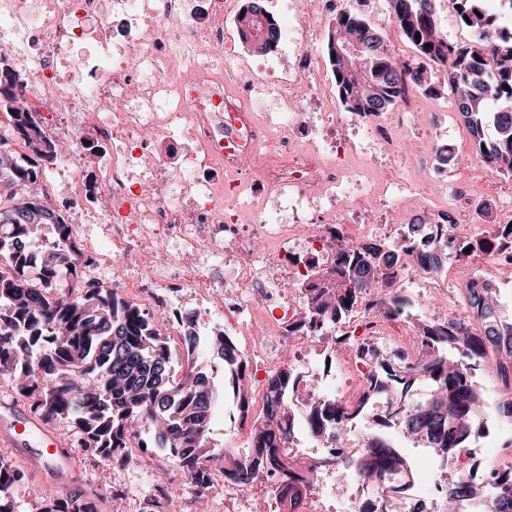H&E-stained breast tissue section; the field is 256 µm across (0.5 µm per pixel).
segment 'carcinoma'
Here are the masks:
<instances>
[{
	"instance_id": "cac0c4a2",
	"label": "carcinoma",
	"mask_w": 512,
	"mask_h": 512,
	"mask_svg": "<svg viewBox=\"0 0 512 512\" xmlns=\"http://www.w3.org/2000/svg\"><path fill=\"white\" fill-rule=\"evenodd\" d=\"M423 2L387 0L401 37L421 60L416 66L398 60L364 14L345 11L333 19L325 53L339 101L348 112H386L412 90L436 92L441 78L455 100L463 101L460 115L476 157L493 173L512 174V66L504 65L512 59V32L485 13L484 0H454L460 22L472 29L479 46L450 43ZM260 14L268 24L266 42L255 51L264 53L278 38L275 18L251 5L242 18L253 28ZM5 113L34 156L21 158L0 147V225H14L11 235H0V380L11 384L38 421L73 431L95 464L125 462L129 438L148 434L198 495L217 490L226 478L244 486L276 476L285 512H301L308 483L295 477L289 446L290 396L297 381L286 368L269 374L265 420L251 429L247 452L212 449L221 392L231 393L242 410L250 405L244 365L229 337L219 332L203 346L198 337H188L196 346L194 360L171 346L137 304L112 289L75 294L66 287L77 277L80 260L66 245L62 218L33 192L44 171L38 158L51 141L17 95ZM46 225L55 241L48 252L40 236ZM336 260L338 277L306 297L315 323L352 314L369 289L395 276L402 255L376 243L354 250L341 241ZM460 302L466 315L462 332L423 323L424 348L415 360L379 363L399 386L389 411L367 435L368 453L350 466L393 505L396 496L382 476L404 459L380 431L395 427L404 438L452 460L481 435L488 402L496 405L495 421L512 424V317L502 316L500 289L494 286L465 294ZM382 303L404 312L414 300L395 290ZM490 360L497 383L489 395L475 384L473 371ZM353 418L312 398L306 427L315 435L330 430L344 441ZM489 469L497 474L496 489L466 482L448 487L452 512H459L464 499L480 503L490 494L494 512H512V466L491 463ZM27 488V469L0 456V512H21ZM111 496L110 487L94 490L74 480L66 492L44 497L40 512H99L98 503Z\"/></svg>"
}]
</instances>
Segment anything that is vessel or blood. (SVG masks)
Here are the masks:
<instances>
[{
    "label": "vessel or blood",
    "instance_id": "1",
    "mask_svg": "<svg viewBox=\"0 0 512 512\" xmlns=\"http://www.w3.org/2000/svg\"><path fill=\"white\" fill-rule=\"evenodd\" d=\"M27 438L39 439L43 446L41 453L32 456L33 465L52 464L60 469L68 468L69 460L60 452L63 445L61 437L45 424L36 421L31 415H23L14 410L0 418V440L6 445L19 446Z\"/></svg>",
    "mask_w": 512,
    "mask_h": 512
}]
</instances>
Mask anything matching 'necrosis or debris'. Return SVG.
Here are the masks:
<instances>
[{
    "mask_svg": "<svg viewBox=\"0 0 512 512\" xmlns=\"http://www.w3.org/2000/svg\"><path fill=\"white\" fill-rule=\"evenodd\" d=\"M343 5L280 0V38L262 68L246 70L236 0H0V53L23 70L17 93L45 135L72 143L40 185L65 214L81 281L100 285L99 271L111 268L113 287L134 290L168 336L183 335L190 293L198 320L216 313L225 335L249 337L242 353L254 385L253 425L276 362L299 379L296 417L312 393L358 410L354 425L366 431L367 412L384 408L394 387L373 378L377 346L414 359L418 324L458 318L451 309L386 316L379 293H369L335 328L348 356L317 369L312 354L322 345L302 326L305 293L316 271L333 268L337 239L404 252L407 265L392 285L417 299L489 283L484 254H459L489 231L476 207L448 195L445 113H342L313 81L318 61L303 42L327 41V22ZM88 141L103 152L86 151ZM405 196L424 204L407 223H384ZM83 224L109 230L91 244L78 231ZM432 238L448 243L434 269L420 262ZM131 254L133 267H111V256ZM294 441L316 448L320 473L355 481L345 466L351 451L331 433ZM467 474L415 460L388 471L386 483L408 487L405 512H431L449 478ZM276 500L266 477L224 483V512H256L258 502Z\"/></svg>",
    "mask_w": 512,
    "mask_h": 512,
    "instance_id": "4bbe7bcc",
    "label": "necrosis or debris"
}]
</instances>
